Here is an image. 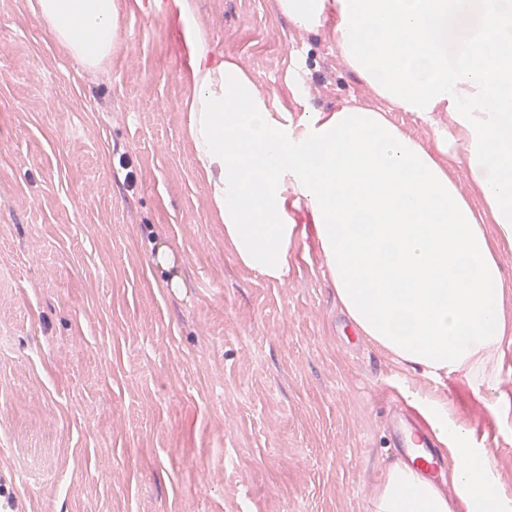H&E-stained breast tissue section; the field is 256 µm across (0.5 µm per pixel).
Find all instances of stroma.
<instances>
[{
  "label": "stroma",
  "instance_id": "35a3bbf8",
  "mask_svg": "<svg viewBox=\"0 0 512 512\" xmlns=\"http://www.w3.org/2000/svg\"><path fill=\"white\" fill-rule=\"evenodd\" d=\"M194 2L212 59L283 110L292 69L318 109L374 104L276 0ZM167 3L116 0L112 55L88 68L29 0H0V512H374L390 407L436 395L512 500V297L486 388L358 334L306 209L284 282L243 266L194 167ZM162 244L179 287L151 262Z\"/></svg>",
  "mask_w": 512,
  "mask_h": 512
}]
</instances>
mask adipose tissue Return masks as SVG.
Wrapping results in <instances>:
<instances>
[{"label":"adipose tissue","instance_id":"obj_1","mask_svg":"<svg viewBox=\"0 0 512 512\" xmlns=\"http://www.w3.org/2000/svg\"><path fill=\"white\" fill-rule=\"evenodd\" d=\"M194 61L183 75L194 146L224 236L245 267L284 281L298 254L292 202L304 203L329 278L360 335L423 374L495 381L504 280L495 240L512 245V0H278L298 28L329 31L347 66L381 101L313 108L304 79L284 112L239 63L209 59L191 0H172ZM88 67L114 46L113 0H30ZM448 127L426 145L391 112ZM463 164V194L450 160ZM422 412L455 459L454 497L406 465L388 471L374 512H504L487 449L475 447L442 396Z\"/></svg>","mask_w":512,"mask_h":512}]
</instances>
